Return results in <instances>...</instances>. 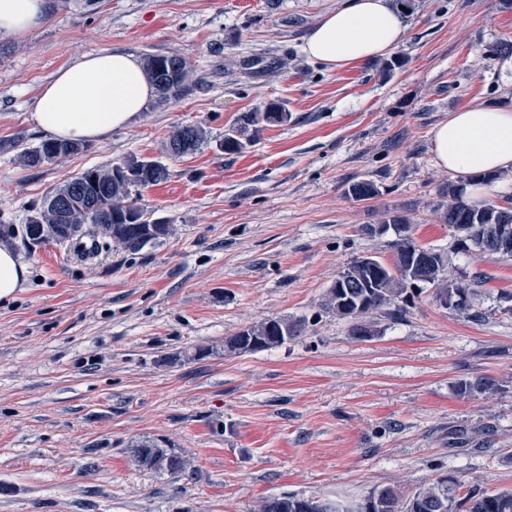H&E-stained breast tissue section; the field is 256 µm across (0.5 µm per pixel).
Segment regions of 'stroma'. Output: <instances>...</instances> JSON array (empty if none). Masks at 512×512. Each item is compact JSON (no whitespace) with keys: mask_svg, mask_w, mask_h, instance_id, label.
Returning a JSON list of instances; mask_svg holds the SVG:
<instances>
[{"mask_svg":"<svg viewBox=\"0 0 512 512\" xmlns=\"http://www.w3.org/2000/svg\"><path fill=\"white\" fill-rule=\"evenodd\" d=\"M347 0H49V19L0 37V237L29 267L0 300V512H256L283 493L408 494L445 472L462 488L512 489V260L461 253L433 212L431 129L478 103L512 105V6L418 0L397 48L403 67L341 71L304 40ZM101 49L185 57L194 91L150 103L132 125L69 157L29 168L19 147L41 84ZM260 59L268 74L248 76ZM278 100L291 119L241 156L205 146L171 158L174 127L219 139L238 116ZM169 176L143 202L172 232L137 253L90 260L53 241L26 249L30 210L84 169L128 156ZM379 196L356 201L348 183ZM406 210L420 246L471 282L468 314L432 286L400 320L375 313L361 340L321 300L353 259L393 256L394 232L364 225ZM268 317L301 336L253 353L225 338ZM492 381L488 396L462 380ZM150 440L186 461L154 473L132 460Z\"/></svg>","mask_w":512,"mask_h":512,"instance_id":"35a3bbf8","label":"stroma"}]
</instances>
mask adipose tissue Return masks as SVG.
<instances>
[{"label":"adipose tissue","mask_w":512,"mask_h":512,"mask_svg":"<svg viewBox=\"0 0 512 512\" xmlns=\"http://www.w3.org/2000/svg\"><path fill=\"white\" fill-rule=\"evenodd\" d=\"M47 0H0V36L19 37L40 25ZM406 17L389 0H349L319 17L304 52L329 70L382 58L397 48ZM155 96L141 59L103 49L61 67L42 85L31 121L64 141L91 142L133 123ZM439 167L458 177L465 195L485 193L478 179L512 172V107L477 104L449 113L431 132Z\"/></svg>","instance_id":"obj_1"}]
</instances>
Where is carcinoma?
Wrapping results in <instances>:
<instances>
[{"label":"carcinoma","mask_w":512,"mask_h":512,"mask_svg":"<svg viewBox=\"0 0 512 512\" xmlns=\"http://www.w3.org/2000/svg\"><path fill=\"white\" fill-rule=\"evenodd\" d=\"M145 71L156 89L158 102L169 104L178 101L193 91L191 66L177 54L145 53L142 57ZM290 120L285 104L279 101L265 103L262 107L241 115L236 124L224 132V138L216 141V148L226 155H238L252 145L259 132L266 126L284 125ZM192 141L194 150L210 143L208 132L200 125L177 126L166 143V151L178 155L177 144L183 140ZM54 144L63 148L66 157L80 151L83 144L58 142L53 139L41 141L20 154L24 165L30 168L53 161L48 146ZM130 169L140 173L138 183L129 185L112 177L114 166H93L82 171L52 195L71 197V205L62 211L43 201L22 225L21 239L25 246L36 247L38 240L51 232L55 225L66 224L69 233L65 242L80 237H89L94 250L115 244L129 252H140L148 245H155L170 234L169 221L163 220L157 234L144 241L132 230L120 227L122 218L129 212L138 211L144 223L155 220V211L147 210L142 204V190L155 186L168 177V170L155 174L153 167H162L158 161L131 156L125 160ZM379 186L369 180L356 181L348 185L346 194L356 201H366L379 195ZM437 218L457 233L458 249L462 252L475 249L497 224H507L512 230V206L487 203L473 207L463 197L458 187L450 184L439 191L435 206ZM419 245L413 238L398 239L394 243L391 263L376 260L377 268L361 273L363 282L371 284L365 288H329L324 298V309L345 319L350 324V334L358 339L364 335H375L371 315L389 308L388 314L404 311L415 297L408 288L410 281L435 287L434 299L441 302L445 296L471 297L469 284L450 280L445 276V261L442 255L432 249L426 250L422 259L415 260L414 250ZM294 338L303 331V323L284 317H269L255 324L245 326L224 343V348L234 352H255L286 343L278 338L282 329ZM493 384L486 378L462 380L457 390L464 396L486 394ZM137 465L155 473H174L185 466L181 455L160 445L141 441L131 448ZM459 484L454 477L442 475L425 487L405 496L392 488L380 490V497L373 505V512H512V490L492 492L474 489L465 497L457 498ZM258 512H359L358 499L352 498H304L296 494H280L264 499Z\"/></svg>","instance_id":"obj_1"}]
</instances>
